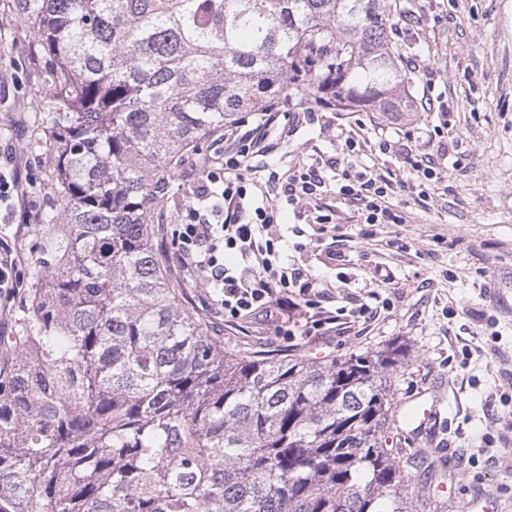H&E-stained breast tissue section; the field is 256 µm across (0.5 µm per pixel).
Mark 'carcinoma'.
<instances>
[{
  "instance_id": "carcinoma-1",
  "label": "carcinoma",
  "mask_w": 512,
  "mask_h": 512,
  "mask_svg": "<svg viewBox=\"0 0 512 512\" xmlns=\"http://www.w3.org/2000/svg\"><path fill=\"white\" fill-rule=\"evenodd\" d=\"M38 37L57 201L0 335V512H412L387 346L224 353L152 245L188 150L285 94L413 112L390 0H14Z\"/></svg>"
}]
</instances>
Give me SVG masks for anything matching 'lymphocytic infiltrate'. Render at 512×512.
I'll return each instance as SVG.
<instances>
[{"instance_id": "f902f5d3", "label": "lymphocytic infiltrate", "mask_w": 512, "mask_h": 512, "mask_svg": "<svg viewBox=\"0 0 512 512\" xmlns=\"http://www.w3.org/2000/svg\"><path fill=\"white\" fill-rule=\"evenodd\" d=\"M288 133L280 113L269 109L225 133L223 171L197 170L185 182L188 213L185 223L172 231L177 247L172 260L186 276L211 288L225 322L238 326L257 320L275 327L289 319L298 321L303 335L324 336L330 325L369 320L377 310L366 303L332 311L324 307L326 281L311 270L290 266L275 245L281 204L295 207L318 200L332 177L337 195L356 208L362 223L398 224L402 217L394 200L412 191L428 197L439 181L440 162L409 131L399 148L402 176H381L360 161L357 142L348 136L343 155L290 173L278 199L254 198L248 191L252 158ZM28 194L29 181L20 165L9 161L0 166L1 224L17 216L26 224L34 221Z\"/></svg>"}]
</instances>
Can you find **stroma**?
Returning <instances> with one entry per match:
<instances>
[{
  "label": "stroma",
  "instance_id": "obj_1",
  "mask_svg": "<svg viewBox=\"0 0 512 512\" xmlns=\"http://www.w3.org/2000/svg\"><path fill=\"white\" fill-rule=\"evenodd\" d=\"M395 2L418 18L392 33L403 60L420 67L410 89L416 112L326 108L252 160L276 196L277 177L342 152L336 127L344 124L357 128L362 163L398 175L402 158L375 149L376 129L393 141L417 128L427 140L447 119V173L432 198L402 203V223L363 224L332 188L321 203L336 211V223H313L307 205L281 212L288 257L324 278L330 301L366 302L376 293L388 309L338 336L236 329L225 326L223 311L205 305L198 281L176 270L171 277L186 308L206 320L228 352L327 359L406 345L409 356L392 380L393 411L421 393L444 399L445 421L430 437H416L401 422L387 437L416 499L446 502V512L465 502L472 512H495L499 501L512 512V0ZM0 65L18 69L15 86L0 92V152L13 149L27 164L30 206L41 214L58 191L52 154L38 138L50 91L38 42L13 0H0ZM187 172L177 168L153 212V247L164 263L174 250L171 230L184 215ZM0 238L20 253L24 288L39 287L40 225L11 224ZM313 239L319 247H310ZM384 271L389 280L381 279Z\"/></svg>",
  "mask_w": 512,
  "mask_h": 512
}]
</instances>
